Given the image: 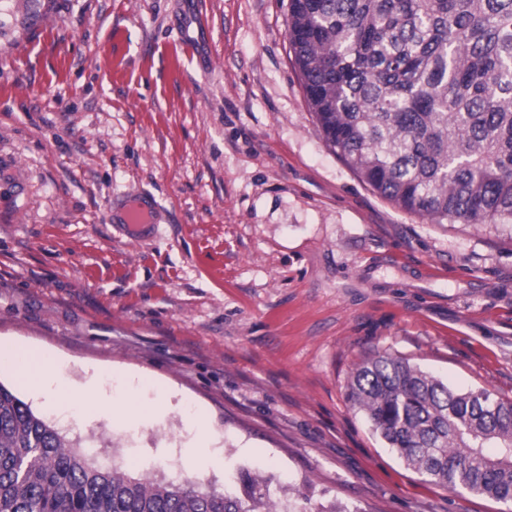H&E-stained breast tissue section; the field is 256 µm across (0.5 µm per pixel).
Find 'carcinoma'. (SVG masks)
Returning a JSON list of instances; mask_svg holds the SVG:
<instances>
[{
    "instance_id": "cac0c4a2",
    "label": "carcinoma",
    "mask_w": 512,
    "mask_h": 512,
    "mask_svg": "<svg viewBox=\"0 0 512 512\" xmlns=\"http://www.w3.org/2000/svg\"><path fill=\"white\" fill-rule=\"evenodd\" d=\"M288 40L325 142L364 183L437 224H512V0H289ZM348 397L417 473L512 502V401L388 353ZM0 512L293 510L248 471L216 494L101 468L0 384Z\"/></svg>"
}]
</instances>
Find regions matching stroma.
<instances>
[{
	"mask_svg": "<svg viewBox=\"0 0 512 512\" xmlns=\"http://www.w3.org/2000/svg\"><path fill=\"white\" fill-rule=\"evenodd\" d=\"M289 0H0V342L61 377L105 368L91 418L0 383L101 467L223 492L248 468L297 512H512L419 475L346 396L391 353L512 401V232L436 224L326 144L288 42ZM206 26H198V16ZM194 43L182 51L183 33ZM143 190L149 239L108 223ZM204 407L112 413L113 379Z\"/></svg>",
	"mask_w": 512,
	"mask_h": 512,
	"instance_id": "obj_1",
	"label": "stroma"
}]
</instances>
